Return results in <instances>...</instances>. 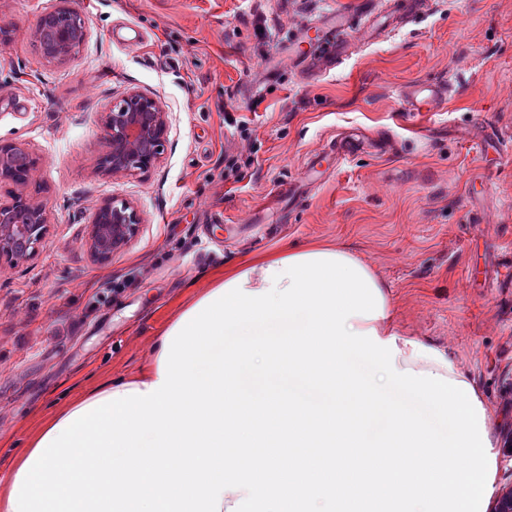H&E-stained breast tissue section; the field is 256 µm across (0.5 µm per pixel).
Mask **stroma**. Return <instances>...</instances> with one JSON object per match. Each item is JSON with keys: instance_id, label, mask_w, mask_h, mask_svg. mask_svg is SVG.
<instances>
[{"instance_id": "obj_1", "label": "stroma", "mask_w": 512, "mask_h": 512, "mask_svg": "<svg viewBox=\"0 0 512 512\" xmlns=\"http://www.w3.org/2000/svg\"><path fill=\"white\" fill-rule=\"evenodd\" d=\"M356 0H73L90 36L66 64L27 33L60 0H0V142L41 158L51 204L27 261L0 256V473L70 398L148 366L212 274L244 258L338 242L372 266L406 333L444 349L495 419L499 486L512 483V0H425L407 23L309 81L283 48ZM448 87L433 112L402 86ZM136 89L171 131L159 161L99 173L98 115ZM387 144L344 163L325 149ZM321 166L301 197L280 185ZM143 222L93 261L83 233L106 199Z\"/></svg>"}]
</instances>
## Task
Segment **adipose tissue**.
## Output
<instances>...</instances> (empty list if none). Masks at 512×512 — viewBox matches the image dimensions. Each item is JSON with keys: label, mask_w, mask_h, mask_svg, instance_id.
I'll list each match as a JSON object with an SVG mask.
<instances>
[{"label": "adipose tissue", "mask_w": 512, "mask_h": 512, "mask_svg": "<svg viewBox=\"0 0 512 512\" xmlns=\"http://www.w3.org/2000/svg\"><path fill=\"white\" fill-rule=\"evenodd\" d=\"M284 252H275L242 260L237 265L217 273L214 277V288H221L237 277H244L247 290L257 291L266 289L265 275L268 267L280 266L284 259ZM383 297V314L374 319L361 317L350 318L346 323L347 330L365 331L375 329L380 340L394 339L399 352L395 358L397 370L413 369L416 371L434 372L444 377L463 380V373L448 359L446 353L417 338L407 336L400 330L395 317V303L388 288H381ZM163 341H156L151 350V359L148 368L139 376L131 379H116L108 381L83 396L69 400L44 424L45 430L63 424L66 417L72 412L88 405L98 399L104 398L118 391L128 389L149 390L152 383L159 380V358L163 352Z\"/></svg>", "instance_id": "ef3b65f1"}]
</instances>
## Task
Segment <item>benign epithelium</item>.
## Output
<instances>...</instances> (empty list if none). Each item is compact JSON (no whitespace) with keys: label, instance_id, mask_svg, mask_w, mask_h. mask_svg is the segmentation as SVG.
I'll return each instance as SVG.
<instances>
[{"label":"benign epithelium","instance_id":"benign-epithelium-1","mask_svg":"<svg viewBox=\"0 0 512 512\" xmlns=\"http://www.w3.org/2000/svg\"><path fill=\"white\" fill-rule=\"evenodd\" d=\"M89 37L85 17L67 0L44 13L30 31L29 41L48 64L75 58ZM109 149L100 172L133 176L151 168L168 141V113L157 97L130 90L99 114ZM40 158L23 143L0 144V182L13 185L10 199L0 204V255L28 260L45 241L49 203L31 191ZM143 219L135 206L115 197L104 201L86 225L84 245L91 258L107 263L136 238ZM492 512H512V484L495 496Z\"/></svg>","mask_w":512,"mask_h":512}]
</instances>
